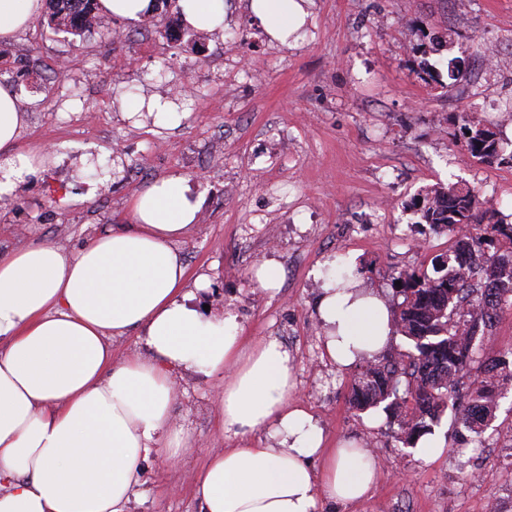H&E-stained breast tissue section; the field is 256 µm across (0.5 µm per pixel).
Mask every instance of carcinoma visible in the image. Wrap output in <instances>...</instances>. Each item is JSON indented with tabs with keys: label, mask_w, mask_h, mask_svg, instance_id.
I'll return each mask as SVG.
<instances>
[{
	"label": "carcinoma",
	"mask_w": 512,
	"mask_h": 512,
	"mask_svg": "<svg viewBox=\"0 0 512 512\" xmlns=\"http://www.w3.org/2000/svg\"><path fill=\"white\" fill-rule=\"evenodd\" d=\"M48 26L81 36L90 30L89 16L96 0H46ZM463 146L481 161L512 163L497 133L460 116ZM422 218L430 228L455 238L448 261L432 259L433 274L401 272L403 301L395 328L413 344L407 362H367L352 386L351 404L359 411L384 406L399 417L395 442L414 447L418 438L433 432L441 414L456 410V421L469 433V443L483 447V434L497 409L498 389L512 379L509 362L485 357L479 343L492 328L506 303L512 301V224L483 207L478 195L455 185L430 191L423 200ZM468 384L469 400L457 396ZM413 402L410 417L402 405Z\"/></svg>",
	"instance_id": "1"
}]
</instances>
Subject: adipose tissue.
<instances>
[{
    "label": "adipose tissue",
    "instance_id": "ef3b65f1",
    "mask_svg": "<svg viewBox=\"0 0 512 512\" xmlns=\"http://www.w3.org/2000/svg\"><path fill=\"white\" fill-rule=\"evenodd\" d=\"M250 7L283 45L307 17L300 0ZM41 8L0 0V41ZM23 123L0 86V196L50 158L18 149ZM199 210L187 178L171 174L131 197L126 224L77 252L50 241L0 250V512H126L141 460L190 447L172 414L176 368L216 378L219 431L236 439L208 455L195 485L200 512H320L371 490L379 467L370 448L328 447L293 403L282 343L245 344L232 312L208 317L190 305L206 278H190L179 244ZM316 312L324 354L341 371L375 357L394 332L385 303L361 288L327 284ZM136 329L151 357L115 360L112 338Z\"/></svg>",
    "mask_w": 512,
    "mask_h": 512
}]
</instances>
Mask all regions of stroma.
<instances>
[{
	"instance_id": "obj_1",
	"label": "stroma",
	"mask_w": 512,
	"mask_h": 512,
	"mask_svg": "<svg viewBox=\"0 0 512 512\" xmlns=\"http://www.w3.org/2000/svg\"><path fill=\"white\" fill-rule=\"evenodd\" d=\"M251 0H224L234 42L203 45L185 37L178 64L163 67L136 36L164 41L161 0L140 19L110 17L130 30L123 42L104 30L74 36L35 17L0 42V86L14 92L25 124L21 148L52 150L55 161L17 182L16 208L0 209V249L48 240L67 250L125 223L131 196L156 178L179 173L207 219L179 248L190 275L206 274L196 306L232 312L247 341L277 337L296 372L293 398L318 420L329 443L365 442L380 476L365 501L325 512H512V391L499 400L485 448L445 411L434 437L441 455L424 459L394 442L382 408L350 404L358 368L339 371L324 356L315 303L328 260L358 272L362 287L390 311L402 298L392 279L427 270L447 253L445 231H420L416 199L432 189L472 188L512 223V167L487 165L462 146L457 115L480 114L512 145V121L498 111L512 97V0H309L294 46L276 44L252 15ZM497 43L504 65L484 67L482 45ZM74 62L69 77L52 68ZM459 80L431 88L420 60ZM173 101L182 118L161 126L138 117L152 98ZM271 261L280 286L259 287L253 268ZM172 413L195 441L171 461L141 465L127 512H200L194 484L215 448V382L177 369ZM466 455H459V448Z\"/></svg>"
}]
</instances>
